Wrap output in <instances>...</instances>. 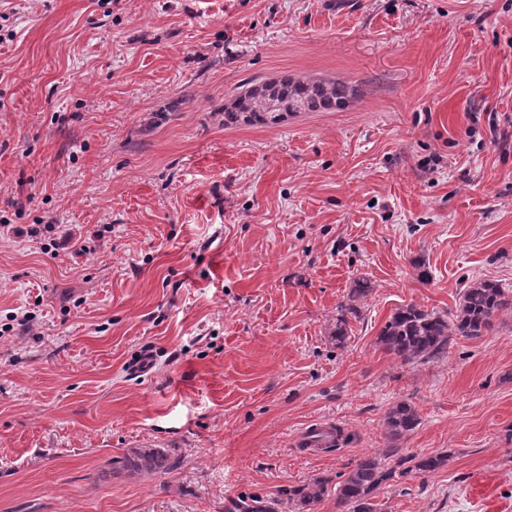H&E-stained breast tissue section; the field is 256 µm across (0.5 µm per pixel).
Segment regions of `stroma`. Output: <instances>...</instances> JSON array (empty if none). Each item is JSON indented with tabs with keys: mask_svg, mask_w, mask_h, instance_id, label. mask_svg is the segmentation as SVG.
<instances>
[{
	"mask_svg": "<svg viewBox=\"0 0 512 512\" xmlns=\"http://www.w3.org/2000/svg\"><path fill=\"white\" fill-rule=\"evenodd\" d=\"M283 75L356 96L225 126ZM0 219L41 228L0 238V512H224L383 456L400 401L448 462L378 512H512V312L426 364L378 343L512 292V0H0ZM315 421L343 445L298 452ZM145 446L180 467L113 471ZM372 287L366 279L354 281V286L350 288L346 299L337 308L335 328L332 330L330 340L336 345V348H344L349 337L348 321L349 316L358 318L360 315V306L370 295Z\"/></svg>",
	"mask_w": 512,
	"mask_h": 512,
	"instance_id": "obj_1",
	"label": "stroma"
}]
</instances>
